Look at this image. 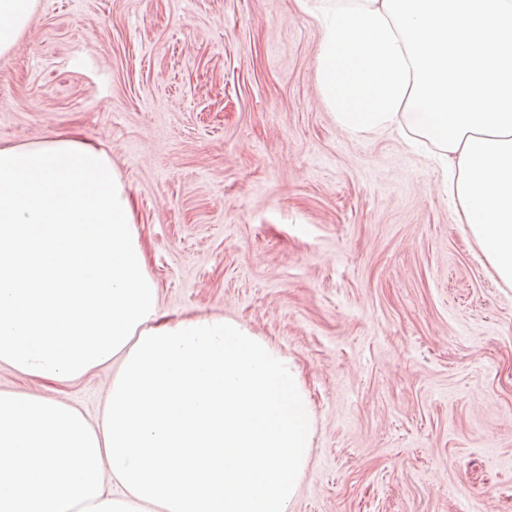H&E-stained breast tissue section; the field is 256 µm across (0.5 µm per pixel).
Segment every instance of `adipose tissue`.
<instances>
[{
  "label": "adipose tissue",
  "instance_id": "1",
  "mask_svg": "<svg viewBox=\"0 0 512 512\" xmlns=\"http://www.w3.org/2000/svg\"><path fill=\"white\" fill-rule=\"evenodd\" d=\"M36 0H0V55ZM319 89L351 134L435 145L512 287V0L318 7ZM112 365L102 414L0 390V512H288L315 434L299 366L224 316L161 314L131 196L76 136L0 146V365Z\"/></svg>",
  "mask_w": 512,
  "mask_h": 512
}]
</instances>
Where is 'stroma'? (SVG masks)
Returning a JSON list of instances; mask_svg holds the SVG:
<instances>
[{"instance_id":"obj_1","label":"stroma","mask_w":512,"mask_h":512,"mask_svg":"<svg viewBox=\"0 0 512 512\" xmlns=\"http://www.w3.org/2000/svg\"><path fill=\"white\" fill-rule=\"evenodd\" d=\"M316 0H37L0 55V145L73 133L126 185L168 315L236 319L292 357L316 417L289 512H512V288L433 155L343 131ZM73 382L0 390L99 418Z\"/></svg>"}]
</instances>
